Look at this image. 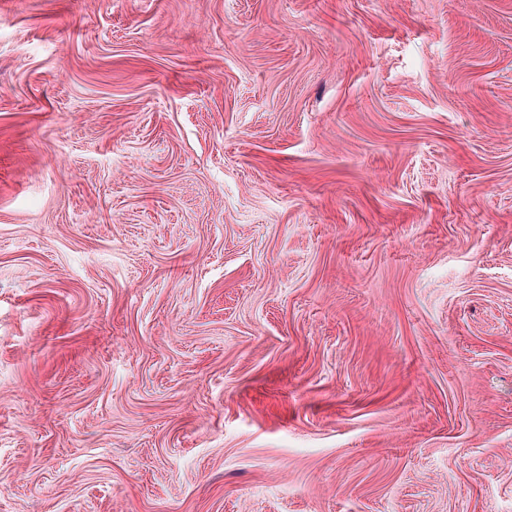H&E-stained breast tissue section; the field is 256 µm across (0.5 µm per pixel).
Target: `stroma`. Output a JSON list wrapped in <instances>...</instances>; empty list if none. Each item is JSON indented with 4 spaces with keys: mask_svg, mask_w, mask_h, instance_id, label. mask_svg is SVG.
<instances>
[{
    "mask_svg": "<svg viewBox=\"0 0 512 512\" xmlns=\"http://www.w3.org/2000/svg\"><path fill=\"white\" fill-rule=\"evenodd\" d=\"M0 512H512V0H0Z\"/></svg>",
    "mask_w": 512,
    "mask_h": 512,
    "instance_id": "obj_1",
    "label": "stroma"
}]
</instances>
